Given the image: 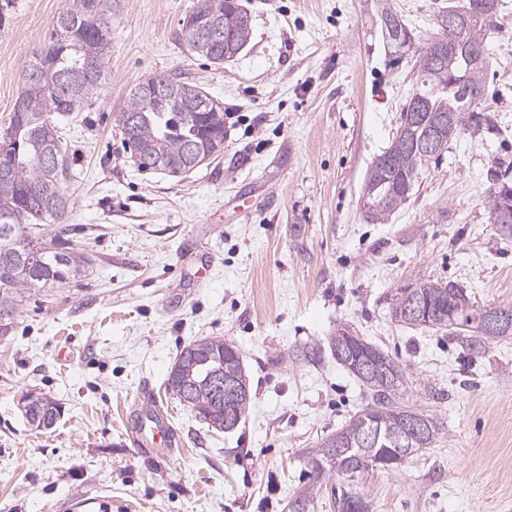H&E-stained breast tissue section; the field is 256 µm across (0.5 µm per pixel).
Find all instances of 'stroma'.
I'll return each instance as SVG.
<instances>
[{
	"label": "stroma",
	"mask_w": 512,
	"mask_h": 512,
	"mask_svg": "<svg viewBox=\"0 0 512 512\" xmlns=\"http://www.w3.org/2000/svg\"><path fill=\"white\" fill-rule=\"evenodd\" d=\"M110 2L106 83L60 123L64 221L96 262L80 284L31 297L0 340V512H288L309 451L363 403L328 349L340 324L392 354L411 402L445 428L437 447L366 476L373 512H512V338L471 358L389 315L393 290L416 281L512 303V236L485 201L488 168L512 161V0L487 32L498 135L451 142L383 224L364 220L359 199L412 81L387 63L376 0H240L252 40L220 66L188 50L197 0ZM68 4L0 0V132L25 61ZM170 72L238 117L223 153L179 177L140 169L114 126L135 85ZM239 196L250 213L236 212ZM204 337L233 344L250 380L230 434L166 390L181 349ZM302 346L320 362L298 360ZM144 384L178 434L167 459L129 439ZM28 391L60 403L51 429L23 418Z\"/></svg>",
	"instance_id": "35a3bbf8"
}]
</instances>
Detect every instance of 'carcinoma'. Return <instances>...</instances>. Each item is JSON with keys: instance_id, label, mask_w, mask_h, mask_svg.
<instances>
[{"instance_id": "1", "label": "carcinoma", "mask_w": 512, "mask_h": 512, "mask_svg": "<svg viewBox=\"0 0 512 512\" xmlns=\"http://www.w3.org/2000/svg\"><path fill=\"white\" fill-rule=\"evenodd\" d=\"M107 0H72L59 13L54 36L33 51L24 63V83L12 110L9 126L0 135L13 146L8 187L0 188V338L13 330L23 302L31 295L61 285L78 283L94 264L93 254L77 247L68 224L48 229L71 208L63 185L71 172L66 147L53 115L62 118L83 105L91 92L106 79L105 34L102 16ZM502 6L501 0H448L434 17L436 36L416 46L417 36L392 0H380V20L390 63L397 64L415 51L412 68L414 91L401 108L400 122L389 146L368 169L362 198L372 223L381 224L402 209L413 195L421 170L448 153V145L460 135L485 140L498 131L495 116L483 107L485 75L489 61L486 32ZM485 18L463 27L448 22L474 9ZM193 15L209 18L224 28V44L214 46L187 39L191 52L215 64L235 57L252 38V23L239 0H198ZM163 79L190 87L196 101L192 112L182 111L183 100L163 104L147 97L139 87L131 90L116 113L115 126L128 145L138 167L171 174L185 164L186 138L195 132L207 136L201 158H217L226 138L224 110L203 90L182 75ZM443 145L436 156L428 143ZM488 221L512 236V162L498 163L486 173ZM483 308L475 305L468 289L455 281L420 282L411 294L395 288L389 314L396 323L442 331L457 340L469 356L486 352L501 334L482 331ZM353 331L338 325L329 336L328 347L336 361L352 371L350 348ZM381 360V368L354 378L364 389L362 408L336 432L325 437L308 459L311 472L319 477L335 473L342 482L334 488L336 512H372V503L361 481L374 470L401 467L413 456L433 448L443 435L435 414L409 403L408 380L399 362L379 346L362 340ZM233 374L248 380L239 355L229 352L222 339L204 338L183 347L167 376L168 388L207 424L224 432L246 418L252 398L231 405L212 387L213 374ZM24 415L34 426L57 418L59 405L42 394L23 397ZM428 423L426 438L409 428V418ZM375 428L372 445L364 444L365 432Z\"/></svg>"}]
</instances>
